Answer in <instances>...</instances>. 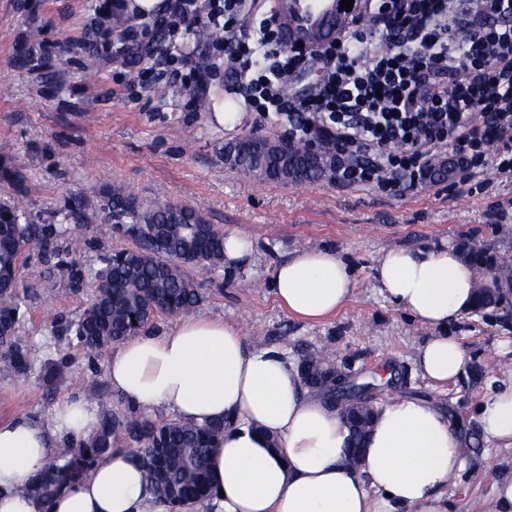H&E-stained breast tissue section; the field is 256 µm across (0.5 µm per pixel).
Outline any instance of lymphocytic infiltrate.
Listing matches in <instances>:
<instances>
[{
  "instance_id": "lymphocytic-infiltrate-1",
  "label": "lymphocytic infiltrate",
  "mask_w": 512,
  "mask_h": 512,
  "mask_svg": "<svg viewBox=\"0 0 512 512\" xmlns=\"http://www.w3.org/2000/svg\"><path fill=\"white\" fill-rule=\"evenodd\" d=\"M202 25L225 33L213 49L231 64L226 86L287 117L291 138L326 137L343 184L398 192L447 147L468 193L487 166L512 177V0H380L312 50L284 46L263 0H170L151 22L172 41ZM306 71L309 89L284 92Z\"/></svg>"
}]
</instances>
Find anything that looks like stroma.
<instances>
[{"instance_id": "1", "label": "stroma", "mask_w": 512, "mask_h": 512, "mask_svg": "<svg viewBox=\"0 0 512 512\" xmlns=\"http://www.w3.org/2000/svg\"><path fill=\"white\" fill-rule=\"evenodd\" d=\"M95 0H0V157L13 159L19 179L0 181V205H17L37 224L66 225L84 244L77 256L96 270L102 255L132 248L103 233V192L124 185L140 202L168 200L201 211L219 231L252 243L250 259L232 275H205L190 264L203 301L200 314L239 325L252 346L298 359L311 349L349 362L360 381H374L377 402L420 396L450 406L470 429L490 391L512 380V306L449 321L468 356L462 375L442 388L422 379L413 352L430 331L386 299L373 280L382 251L461 248L476 241L512 254V179L487 167L485 191L449 195L444 180L387 194L369 184L325 180L281 185L254 179L224 162V148L243 134H287L286 120L246 113L234 129L212 126L197 100L224 90L223 76L200 96L176 87L157 95L141 68L161 62L162 35L150 32L87 70L84 43L95 28ZM304 248L328 249L355 281L349 304L335 317L307 322L284 311L267 286L273 266ZM93 287L75 290L67 267L41 251L21 258L19 290L26 295L18 334L39 360L68 358L71 376L48 388L39 372L18 375L0 365V420L48 418L66 396L90 384L108 389V352L91 356L58 340L55 324L75 317ZM465 468L443 488L448 512H489L495 480L512 472V447L474 442Z\"/></svg>"}]
</instances>
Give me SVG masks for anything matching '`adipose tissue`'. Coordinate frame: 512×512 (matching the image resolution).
I'll list each match as a JSON object with an SVG mask.
<instances>
[{"mask_svg": "<svg viewBox=\"0 0 512 512\" xmlns=\"http://www.w3.org/2000/svg\"><path fill=\"white\" fill-rule=\"evenodd\" d=\"M373 278L393 305L435 331L415 351L422 377L437 387L458 378L467 356L448 322L473 309L470 264L448 246L388 249ZM269 286L288 314L320 321L349 303L355 283L336 253L307 248L276 265ZM106 371L130 405L163 407L185 421L227 420L213 451L223 491L213 512H447L439 491L464 467L463 442L446 414L410 398L377 406L364 458L349 466L339 409L308 392L286 352L251 346L221 319L188 317L165 334L131 337L112 351ZM477 421L487 441L512 446V385L481 404ZM98 424V408L79 395L45 421H0V512H169L124 450L50 503L26 493L47 458Z\"/></svg>", "mask_w": 512, "mask_h": 512, "instance_id": "obj_1", "label": "adipose tissue"}]
</instances>
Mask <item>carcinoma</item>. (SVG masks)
<instances>
[{
  "label": "carcinoma",
  "mask_w": 512,
  "mask_h": 512,
  "mask_svg": "<svg viewBox=\"0 0 512 512\" xmlns=\"http://www.w3.org/2000/svg\"><path fill=\"white\" fill-rule=\"evenodd\" d=\"M257 139L244 135L235 145L233 166L249 172L254 154L244 145ZM292 165L301 169L303 179L336 178V150L327 147L321 160L308 162L307 144L293 142L288 150ZM104 208L112 220V232L125 235L123 226L138 225L130 236L136 247L102 258L103 267L95 274L96 287L82 311L58 324V338L75 341L89 353L117 344L146 332L160 314H179L200 306L202 296L194 279L184 274L187 263L211 274L224 266V234L209 224L198 210L181 204L160 202L145 205L119 185L106 191ZM23 213L14 207L0 206V363L19 375L40 369L44 382L58 388L70 377L71 365L61 358L37 362L30 349L16 336L21 299L17 290L22 252L37 248L57 264L72 268L74 284L80 286L83 271L73 256L81 249L74 236L63 249L52 246L60 231L29 222H21ZM469 261L490 283L479 288L473 311L482 312L500 303V289L512 285V257L492 254L484 248L471 247ZM311 363L299 360L305 387L327 397L346 412L351 401L336 397V387L317 386L319 378L336 368L323 351L306 353ZM88 399L100 410L99 430L85 440L73 443L61 455L47 459L31 479L27 491L48 501L66 487L82 479L102 458L116 449L135 455L144 470L149 488L170 508V512L199 506L208 508L213 495L210 449L218 447L226 423L203 424L180 419H151L134 406L119 411L96 385L86 390Z\"/></svg>",
  "instance_id": "cac0c4a2"
}]
</instances>
